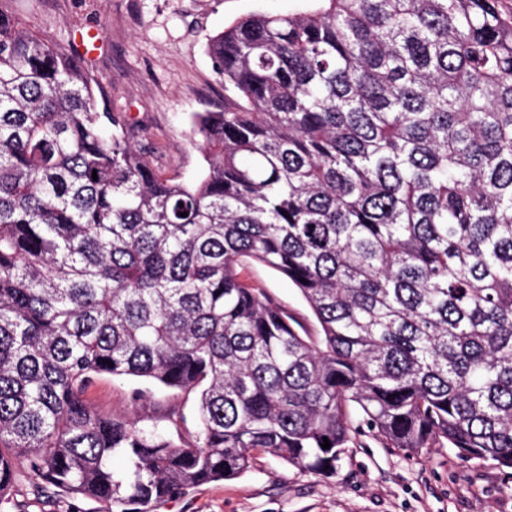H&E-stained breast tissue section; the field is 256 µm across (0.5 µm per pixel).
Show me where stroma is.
<instances>
[{
	"mask_svg": "<svg viewBox=\"0 0 512 512\" xmlns=\"http://www.w3.org/2000/svg\"><path fill=\"white\" fill-rule=\"evenodd\" d=\"M311 0H0L7 12L64 52L77 32L95 24L96 52L85 67L98 111L121 118L130 142L164 176L197 178L206 166L194 144L191 117L223 108L224 80L214 70L209 40L257 12L288 14ZM243 274L306 327L317 322L295 286L254 261ZM86 397L98 410L149 424L162 415L172 429L190 414L191 393L103 375ZM25 476L13 495L28 512H114L113 506L36 495ZM150 512H512V470L459 457L451 448L411 454L358 435L332 477L303 471L257 451L250 469L156 503Z\"/></svg>",
	"mask_w": 512,
	"mask_h": 512,
	"instance_id": "stroma-1",
	"label": "stroma"
}]
</instances>
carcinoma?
Returning a JSON list of instances; mask_svg holds the SVG:
<instances>
[{
  "mask_svg": "<svg viewBox=\"0 0 512 512\" xmlns=\"http://www.w3.org/2000/svg\"><path fill=\"white\" fill-rule=\"evenodd\" d=\"M318 2L209 41L235 98L194 115L192 184L0 11V512H26L27 470L124 512L256 450L329 477L363 427L512 469V15ZM244 256L296 286L316 338ZM102 375L196 393L194 430L100 413Z\"/></svg>",
  "mask_w": 512,
  "mask_h": 512,
  "instance_id": "obj_1",
  "label": "carcinoma"
}]
</instances>
